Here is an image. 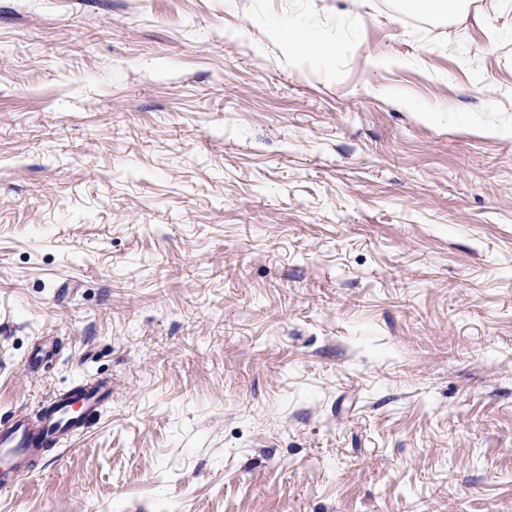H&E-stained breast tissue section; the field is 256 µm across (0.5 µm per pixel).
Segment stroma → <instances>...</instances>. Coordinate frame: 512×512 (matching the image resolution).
Listing matches in <instances>:
<instances>
[{
    "label": "stroma",
    "instance_id": "35a3bbf8",
    "mask_svg": "<svg viewBox=\"0 0 512 512\" xmlns=\"http://www.w3.org/2000/svg\"><path fill=\"white\" fill-rule=\"evenodd\" d=\"M477 4L0 0V417L112 391L0 512H512V0ZM280 31L279 35L292 55L300 57L320 55L327 59L334 56V49L331 45L299 36L290 30L288 24L281 25Z\"/></svg>",
    "mask_w": 512,
    "mask_h": 512
}]
</instances>
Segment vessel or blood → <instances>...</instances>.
Here are the masks:
<instances>
[{
  "mask_svg": "<svg viewBox=\"0 0 512 512\" xmlns=\"http://www.w3.org/2000/svg\"><path fill=\"white\" fill-rule=\"evenodd\" d=\"M104 395L102 387L90 384L84 386L79 398L51 397L38 416L19 411L1 417L0 486L12 483L28 468L35 448L60 445L79 435L97 414Z\"/></svg>",
  "mask_w": 512,
  "mask_h": 512,
  "instance_id": "vessel-or-blood-1",
  "label": "vessel or blood"
}]
</instances>
